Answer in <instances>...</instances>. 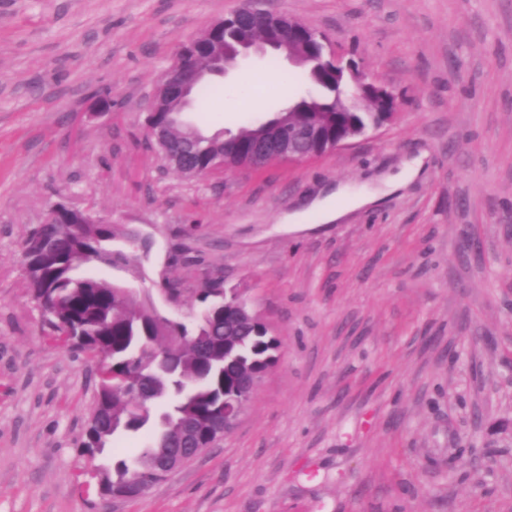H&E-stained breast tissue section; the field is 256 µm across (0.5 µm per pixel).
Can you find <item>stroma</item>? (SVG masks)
<instances>
[{"mask_svg": "<svg viewBox=\"0 0 512 512\" xmlns=\"http://www.w3.org/2000/svg\"><path fill=\"white\" fill-rule=\"evenodd\" d=\"M240 2L0 0V512H512V0H265L399 109L335 152L199 181L145 142V107L179 41ZM288 67L242 61L186 120L273 114ZM393 176L377 204L289 232L328 189ZM61 199L154 241L89 274L158 303L186 246L181 314L219 275L281 341L236 427L131 500L98 490L112 455L79 448L95 374L50 339L22 273ZM347 72L349 74L347 81V89L352 88L358 93L368 89L374 88L379 92L385 93L392 99L394 111L397 112L398 108V100L396 99L395 93L388 88L387 86L378 84L374 80H372L366 72L359 67V65H353L352 60L345 61V65L343 67V73Z\"/></svg>", "mask_w": 512, "mask_h": 512, "instance_id": "obj_1", "label": "stroma"}]
</instances>
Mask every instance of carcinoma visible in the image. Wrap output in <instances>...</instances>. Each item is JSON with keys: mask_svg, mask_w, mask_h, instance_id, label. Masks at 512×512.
I'll use <instances>...</instances> for the list:
<instances>
[{"mask_svg": "<svg viewBox=\"0 0 512 512\" xmlns=\"http://www.w3.org/2000/svg\"><path fill=\"white\" fill-rule=\"evenodd\" d=\"M303 73L321 94L296 100L291 111L276 113L268 124L286 118L291 123L312 121L332 132L362 131L390 117L374 98L336 111L341 78L319 66ZM163 119L168 138L181 143L182 116L166 113ZM260 131L245 126L225 142L219 132H201L196 153L183 169L190 170L195 159L206 165L222 154L243 153ZM132 239L116 224H73L61 215L30 230L22 256L27 287L52 339L96 360L97 391L82 452L93 457L121 435L147 432L146 445L133 456L137 478L129 479L126 458L99 472V491L125 498L138 496L142 483L163 480V462L179 448L192 422L202 425L211 438L214 430H222L224 398L243 376L260 366L272 367L280 346L265 324L249 322L228 306L202 312L191 324L175 320L161 327L148 310L126 298L127 286L78 274L95 262L127 263L129 254L109 245L121 241L128 246ZM223 293V280L217 278L199 291L198 300L206 303Z\"/></svg>", "mask_w": 512, "mask_h": 512, "instance_id": "cac0c4a2", "label": "carcinoma"}]
</instances>
